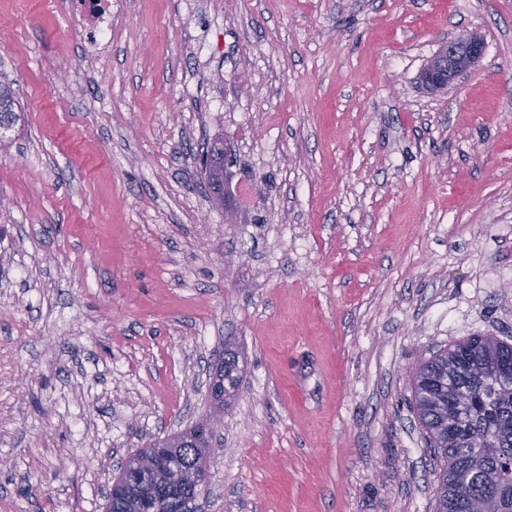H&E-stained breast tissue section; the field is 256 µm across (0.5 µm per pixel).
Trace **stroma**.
<instances>
[{
    "mask_svg": "<svg viewBox=\"0 0 512 512\" xmlns=\"http://www.w3.org/2000/svg\"><path fill=\"white\" fill-rule=\"evenodd\" d=\"M0 0V512H105L122 462L242 382L207 512H432L409 368L512 336V0ZM476 30L478 68L419 76ZM225 138L235 223L196 155ZM68 6L88 55L102 60L112 42V0H69ZM16 99L10 86L0 84V130H8L17 123L20 115L15 110ZM239 358L237 348L230 344L224 345V353L219 360L224 366H217L208 387V399L213 408L224 409L237 395L241 385Z\"/></svg>",
    "mask_w": 512,
    "mask_h": 512,
    "instance_id": "35a3bbf8",
    "label": "stroma"
}]
</instances>
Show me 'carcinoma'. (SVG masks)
I'll return each mask as SVG.
<instances>
[{
	"instance_id": "obj_1",
	"label": "carcinoma",
	"mask_w": 512,
	"mask_h": 512,
	"mask_svg": "<svg viewBox=\"0 0 512 512\" xmlns=\"http://www.w3.org/2000/svg\"><path fill=\"white\" fill-rule=\"evenodd\" d=\"M10 86L0 84V130L20 119ZM205 172L222 204L224 140L207 147ZM240 352L224 346V366L216 368L208 399L229 405L241 385ZM412 392L429 448L439 462L434 512H512V343L497 336H469L417 361ZM212 433L205 420L183 432L155 440L136 452L169 465L157 479L150 469L125 493L108 498L106 512H206L205 487L181 474L208 465Z\"/></svg>"
}]
</instances>
